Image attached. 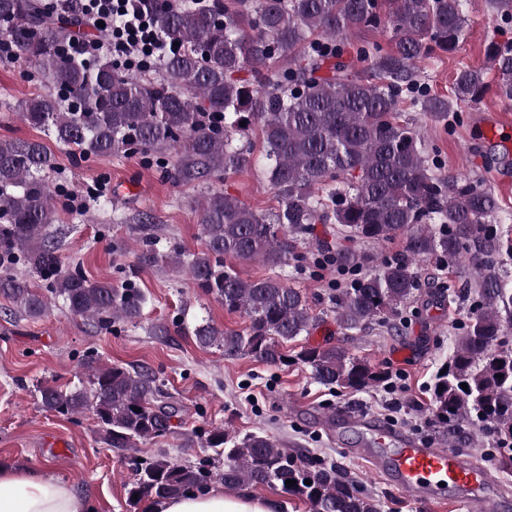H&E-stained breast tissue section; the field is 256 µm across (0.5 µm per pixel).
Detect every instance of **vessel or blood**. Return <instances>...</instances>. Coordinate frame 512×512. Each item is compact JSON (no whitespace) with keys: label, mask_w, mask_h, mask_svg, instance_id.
<instances>
[{"label":"vessel or blood","mask_w":512,"mask_h":512,"mask_svg":"<svg viewBox=\"0 0 512 512\" xmlns=\"http://www.w3.org/2000/svg\"><path fill=\"white\" fill-rule=\"evenodd\" d=\"M345 421L364 427L371 447L357 455L400 490L432 500L453 492L459 502L473 504L478 512H502L505 499L491 496L493 480L489 470L455 448H441L398 434L374 423H361L354 415Z\"/></svg>","instance_id":"obj_1"}]
</instances>
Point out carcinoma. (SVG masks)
Returning <instances> with one entry per match:
<instances>
[{"mask_svg":"<svg viewBox=\"0 0 512 512\" xmlns=\"http://www.w3.org/2000/svg\"><path fill=\"white\" fill-rule=\"evenodd\" d=\"M160 34L179 45L142 71H123L112 59L86 61L71 45L89 26L79 6L45 0H0V44L15 61L33 65L53 86L38 90L20 111L84 158L118 154L164 156L175 179L226 178L260 164L278 199L259 213L226 191L201 204L199 252L162 250L143 225L137 262L172 265L193 287L241 313L247 325L224 331L194 327L202 348L248 355L276 364L283 345L310 334L316 323L308 298L280 276L243 278L225 260L260 261L271 268L297 264L299 241L316 224L337 225L336 242L317 260L346 275L329 301L347 335L375 321L396 328L420 288L418 267L428 262L458 270L456 294L473 306L456 336L447 371L433 387L431 415L443 430L476 418L498 442L512 441V237L497 197L477 180L440 172L418 131L400 120L404 96L432 118L448 121L454 103L474 100L487 69L460 65L452 97L424 90L416 67L425 54L452 53L465 38V0H208L178 7L143 0ZM390 30L384 50L361 42L344 50L351 31ZM487 60L512 99V46L495 41ZM367 65L370 76L355 73ZM261 129V156L236 144ZM54 157L39 141L0 138V299L36 320L56 304L112 331L135 325L147 295L128 282L89 278L64 269L66 232L57 226ZM405 240L401 258L363 256L358 242ZM29 268L31 275L17 272ZM297 359L314 379L351 393L378 387L388 374L345 344L304 346ZM88 384L38 387L40 407L61 416L87 412L103 443L125 453L131 481L127 512L141 502L182 496L219 480L228 488L267 486L308 502L313 512H379L378 501L338 469L306 462L263 433L221 426L199 437L215 457L178 463L145 455L137 445L170 432L176 407L158 377L89 357ZM468 390L462 389V384ZM224 460V468L215 461ZM294 485H285L286 480ZM311 484H305V481ZM138 498H133V495Z\"/></svg>","mask_w":512,"mask_h":512,"instance_id":"carcinoma-1","label":"carcinoma"}]
</instances>
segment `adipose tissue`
I'll return each instance as SVG.
<instances>
[{
	"instance_id": "obj_1",
	"label": "adipose tissue",
	"mask_w": 512,
	"mask_h": 512,
	"mask_svg": "<svg viewBox=\"0 0 512 512\" xmlns=\"http://www.w3.org/2000/svg\"><path fill=\"white\" fill-rule=\"evenodd\" d=\"M95 506L50 466L0 467V512H94ZM148 512H273L270 501L220 489L151 501Z\"/></svg>"
}]
</instances>
